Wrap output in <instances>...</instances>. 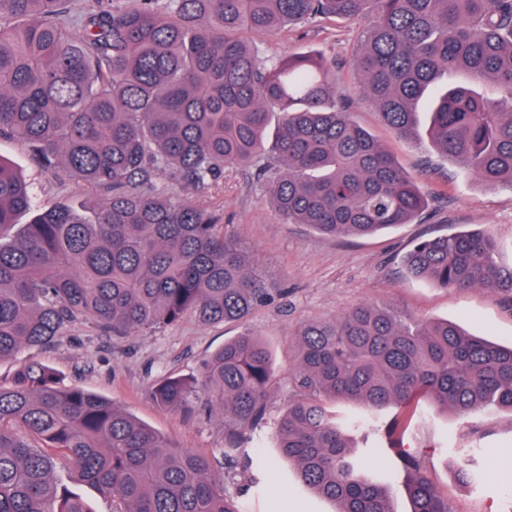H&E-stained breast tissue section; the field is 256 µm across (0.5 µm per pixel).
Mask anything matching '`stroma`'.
I'll list each match as a JSON object with an SVG mask.
<instances>
[{
    "instance_id": "35a3bbf8",
    "label": "stroma",
    "mask_w": 512,
    "mask_h": 512,
    "mask_svg": "<svg viewBox=\"0 0 512 512\" xmlns=\"http://www.w3.org/2000/svg\"><path fill=\"white\" fill-rule=\"evenodd\" d=\"M356 39V24L329 22L322 28L283 32L269 40L266 48L268 54L277 56L320 50L335 59L345 92L356 96V120L402 167L417 175L428 197L427 208L413 223L369 236L332 238L302 224L283 223L249 171H225L218 183L201 189L184 188L167 172L159 177V184L168 186L177 198L216 210L276 286L287 290V298L257 308L241 324L204 326L187 315L173 325L123 337L107 335L79 319L65 326L55 344L21 352L22 358L56 369L64 384L113 400L180 446L212 457L226 489L239 493V486L247 485V492L240 493L242 512L335 509L332 502L301 484L293 465L279 458L273 447L274 423L290 396L293 342L302 324L336 318L360 304H378L418 319L446 320L471 335L512 344V302L505 293L489 288H437L407 277L401 263L418 240L468 231L491 232L502 247L503 263H512V188L487 189L457 165L437 154L426 155L418 145L397 139L382 125L372 102L355 92L350 59ZM426 157L435 167L434 175L420 172ZM0 158L23 171L39 209L67 201L90 211L100 200L97 191L63 173L39 168L22 144L0 141ZM247 330L268 345L274 381L266 422L258 441L249 448L257 465L243 475L225 469L220 462L224 446L220 412L209 410L201 401L186 413L164 411L153 401L151 388L170 375L200 377L207 357ZM403 444L423 456L434 483L447 494L456 512H512V488H504L496 475L501 449H512L511 410L494 409L461 418L424 400ZM466 449L477 477L464 481L457 476V466ZM366 462L389 483L394 512H411L394 454L377 448Z\"/></svg>"
}]
</instances>
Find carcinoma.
Instances as JSON below:
<instances>
[{"label":"carcinoma","instance_id":"carcinoma-1","mask_svg":"<svg viewBox=\"0 0 512 512\" xmlns=\"http://www.w3.org/2000/svg\"><path fill=\"white\" fill-rule=\"evenodd\" d=\"M71 2L0 0V138L103 195L90 216L60 204L18 226L32 197L0 159V361L75 318L119 337L188 313L240 322L279 292L211 211L158 185L162 172L198 189L249 169L284 222L333 237L425 208L416 178L353 120L331 60L266 54L292 26L358 22L353 76L381 122L405 141L428 136L489 189L512 184V0ZM500 252L483 231L437 236L403 266L439 288L512 295ZM272 378L268 346L248 333L201 380L168 376L151 396L188 412L204 394L224 415V461L245 471ZM291 384L274 448L334 512H392L359 454L373 437L397 458L412 512H455L400 440L423 398L461 416L512 411V346L361 304L301 327ZM341 402L366 415L341 416ZM59 456L112 512H241L210 458L25 361L0 380V512H93L55 477Z\"/></svg>","mask_w":512,"mask_h":512}]
</instances>
